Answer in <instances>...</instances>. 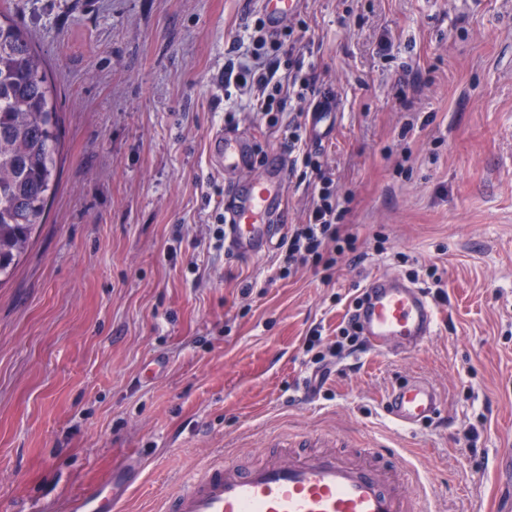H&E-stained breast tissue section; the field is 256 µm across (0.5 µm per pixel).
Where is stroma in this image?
I'll return each instance as SVG.
<instances>
[{
    "label": "stroma",
    "mask_w": 512,
    "mask_h": 512,
    "mask_svg": "<svg viewBox=\"0 0 512 512\" xmlns=\"http://www.w3.org/2000/svg\"><path fill=\"white\" fill-rule=\"evenodd\" d=\"M46 60L60 117L46 223L0 285V512H64L109 469L125 512H160L199 466L261 461L306 436L395 449L433 512H494L512 453V0H303L304 70L336 97L224 112V64L258 0H5ZM333 172L357 237L332 271L281 277L224 245V184L262 174L285 128ZM256 162L225 173L219 131ZM437 334L366 350L317 384L323 346L376 274L424 288ZM440 391L410 431L382 403L401 378Z\"/></svg>",
    "instance_id": "obj_1"
}]
</instances>
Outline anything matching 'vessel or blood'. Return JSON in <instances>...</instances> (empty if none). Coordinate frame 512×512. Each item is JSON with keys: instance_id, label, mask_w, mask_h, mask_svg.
<instances>
[{"instance_id": "obj_1", "label": "vessel or blood", "mask_w": 512, "mask_h": 512, "mask_svg": "<svg viewBox=\"0 0 512 512\" xmlns=\"http://www.w3.org/2000/svg\"><path fill=\"white\" fill-rule=\"evenodd\" d=\"M302 0H260L270 28L295 14ZM211 156L228 172L251 167L252 146L245 136L220 131ZM288 181V159L268 154L258 178L224 188L226 244L235 254L259 258L274 246L281 229ZM354 313L370 348L389 345L413 350L435 334L436 309L423 288L391 275L373 276ZM441 396L414 376L393 388L383 402L399 427L417 428L438 418ZM113 472H106L84 494L68 501L65 512H117ZM163 512H428L418 473L386 448L352 453L273 449L264 462L245 465L238 458L207 464L164 499Z\"/></svg>"}]
</instances>
